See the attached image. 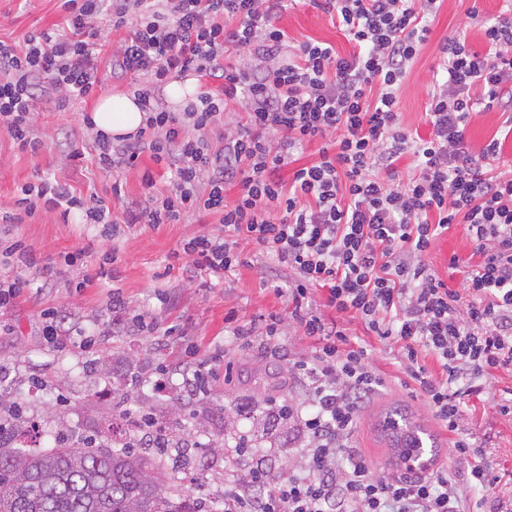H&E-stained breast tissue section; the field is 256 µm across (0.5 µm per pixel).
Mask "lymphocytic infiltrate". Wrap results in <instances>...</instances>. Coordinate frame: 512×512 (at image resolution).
<instances>
[{
	"mask_svg": "<svg viewBox=\"0 0 512 512\" xmlns=\"http://www.w3.org/2000/svg\"><path fill=\"white\" fill-rule=\"evenodd\" d=\"M437 0H324L353 50L327 43L291 44L279 19L288 0H64L58 31L28 36L24 47L0 41V129L21 148L37 150L36 102L54 89L64 99L102 88L97 48L85 35L105 23L126 35L112 61L132 75L130 89L148 112L134 141L114 146L98 135L93 147L105 171L133 169L143 151L172 180L148 203L109 210L98 196L82 199L59 182L20 186L16 204L82 211L113 224H177L187 215L218 216L220 235L187 240L181 252L197 269L221 276L242 265L240 240L274 254L295 274L277 293L317 346L289 373L309 387L307 401L270 402L273 428L305 438L302 468L271 480L265 463L224 491V512H459L447 463L428 467L404 459L406 473L380 476L352 444L359 414L384 380L366 346L347 328L310 309L311 287L326 289L325 305L359 320L367 335L398 345L401 363L432 416L452 434L451 452L470 459L469 479L490 490L497 478L484 451L462 433L467 399L479 378L512 372V169L495 163L502 145L466 141L474 114L512 112V15L482 25L486 52L470 49L465 33L441 47V73L428 92L431 138L412 136L397 107V87L431 29ZM249 62L225 65L230 53ZM194 72L210 81L182 111L159 104L154 88ZM241 119L221 123L228 102ZM224 126V145L210 135ZM323 139L317 159L296 167L295 154ZM410 157L415 174L402 177ZM289 178H282L285 168ZM237 186L226 198L227 186ZM462 226L474 248L460 288H449L427 256L436 238ZM436 360L431 372L424 357Z\"/></svg>",
	"mask_w": 512,
	"mask_h": 512,
	"instance_id": "lymphocytic-infiltrate-1",
	"label": "lymphocytic infiltrate"
}]
</instances>
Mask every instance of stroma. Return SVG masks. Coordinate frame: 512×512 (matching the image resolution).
Listing matches in <instances>:
<instances>
[{
    "instance_id": "35a3bbf8",
    "label": "stroma",
    "mask_w": 512,
    "mask_h": 512,
    "mask_svg": "<svg viewBox=\"0 0 512 512\" xmlns=\"http://www.w3.org/2000/svg\"><path fill=\"white\" fill-rule=\"evenodd\" d=\"M318 2L294 0L281 26L293 42L314 39L350 54L351 43ZM61 4L62 0H0V41L20 48L29 34L61 24ZM502 6L503 0H443L433 16L431 33L398 92L401 119L421 138H429L432 131L426 117L427 91L441 62L442 42L462 28L472 50L485 51L480 21L497 15ZM472 13L477 21L467 22ZM97 35L104 45L99 60L103 95L127 92L129 77L112 69V52L124 31L103 25ZM58 98L51 92L37 102V151L19 149L0 131V238L21 240L34 259L30 265L12 262L13 275L29 280L30 286L0 308V325L5 328L0 334V408L22 406L20 429L27 447H54L62 435L94 436L115 452L133 436L132 425L119 420V413L128 407L135 414L151 415L169 431L175 446L162 454L143 449L145 465L174 475L169 492L176 501L192 500L194 512H219L225 486L242 476L252 461L251 456L236 453V443L244 436L259 449L270 442L261 414L240 417L237 404L249 400L261 406L271 398H305L303 386L289 378L288 366L290 360L310 354L314 342L302 337L292 318L283 319L276 350L263 343L241 351L232 336L234 326L260 322L262 316L287 307L286 298L276 295L274 288L290 281L293 273L247 242L240 245L244 265L225 277L187 267L185 258L175 257V249L194 236L220 234L215 215H189L180 223L156 228L135 224L117 235L111 225L86 223L76 210L65 216L41 207L20 222H3V215L17 210L18 187L46 179L67 184L84 197L102 196L113 209L145 204L143 172L152 173L157 188L167 184L169 171L156 165L146 151L137 169L123 173L104 172L91 160H66L69 146L88 147L96 137L87 123L95 100L74 101L62 109ZM468 138L476 146L501 139V159L512 165V135H506L499 110L477 115ZM472 249L462 228L454 226L437 238L427 261L449 288L456 289L463 272L450 267L449 259H467ZM76 252L82 255L81 265H67V255ZM116 294L125 301L129 317L144 316L146 331H131L126 321L113 322L110 301ZM48 309L62 315L70 345L47 344L42 313ZM218 351L224 358L214 367L207 393L188 394L184 362L192 355L203 359ZM368 354L385 384L360 414L357 448L383 475L399 474L385 420L402 413L406 431L422 439L425 457L447 458L461 506L464 512H473L482 492L465 482L468 462L447 456V431L420 399L411 397L397 345L374 340ZM161 364L168 369V382L159 392L153 382ZM508 390L512 374L498 372L485 393L470 400L463 427L465 436L485 448V465L500 477L492 493L504 499L512 497V415L501 414L490 403Z\"/></svg>"
}]
</instances>
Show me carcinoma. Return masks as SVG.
<instances>
[{
	"instance_id": "cac0c4a2",
	"label": "carcinoma",
	"mask_w": 512,
	"mask_h": 512,
	"mask_svg": "<svg viewBox=\"0 0 512 512\" xmlns=\"http://www.w3.org/2000/svg\"><path fill=\"white\" fill-rule=\"evenodd\" d=\"M16 439L0 428V512H181L130 450L88 452L67 436L21 448Z\"/></svg>"
}]
</instances>
